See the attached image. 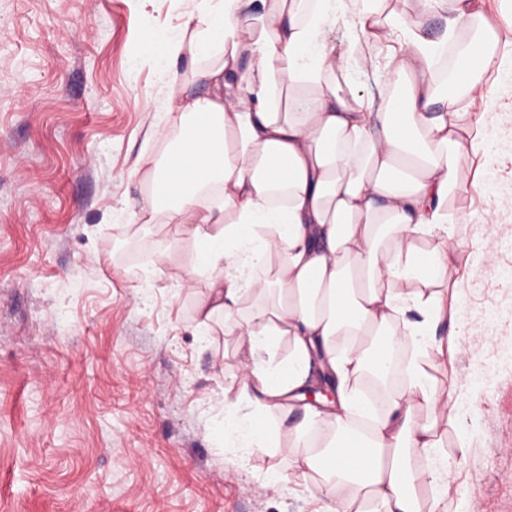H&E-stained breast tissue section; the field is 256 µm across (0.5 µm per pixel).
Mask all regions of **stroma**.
<instances>
[{
  "instance_id": "stroma-1",
  "label": "stroma",
  "mask_w": 512,
  "mask_h": 512,
  "mask_svg": "<svg viewBox=\"0 0 512 512\" xmlns=\"http://www.w3.org/2000/svg\"><path fill=\"white\" fill-rule=\"evenodd\" d=\"M200 0H0V512H319L281 483L297 448H238L224 397L238 340L201 327L204 279L169 224L129 223L166 88L149 37ZM498 148L462 158L449 204L474 212L457 267L456 398L442 432L453 512H512V110L467 108Z\"/></svg>"
}]
</instances>
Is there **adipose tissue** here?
<instances>
[{"instance_id":"obj_1","label":"adipose tissue","mask_w":512,"mask_h":512,"mask_svg":"<svg viewBox=\"0 0 512 512\" xmlns=\"http://www.w3.org/2000/svg\"><path fill=\"white\" fill-rule=\"evenodd\" d=\"M202 2L156 38L163 68L184 65L206 90L188 93L171 74L150 130L163 150L137 161L143 191L129 221L175 225L206 281L201 325L223 317L239 338L243 377L224 426L248 449L283 434L304 448L294 475L335 512H448L434 456L440 426L459 417L455 386L435 372L458 344L434 330L456 303L451 227L468 221L448 199L462 145L494 146L486 124L462 125L461 106L500 110L512 48L481 0H424L408 18L383 15L384 0H261L255 28L239 21L242 0ZM429 10L445 14L436 41L421 33ZM335 27L344 48L326 36ZM366 38L384 48L398 98L379 103L340 83ZM450 47L455 65L435 84L427 75ZM283 342L287 359L269 362ZM401 369L400 388L367 393L365 378ZM322 376L336 390L326 412L304 401ZM288 407L302 418L270 430L265 415Z\"/></svg>"}]
</instances>
